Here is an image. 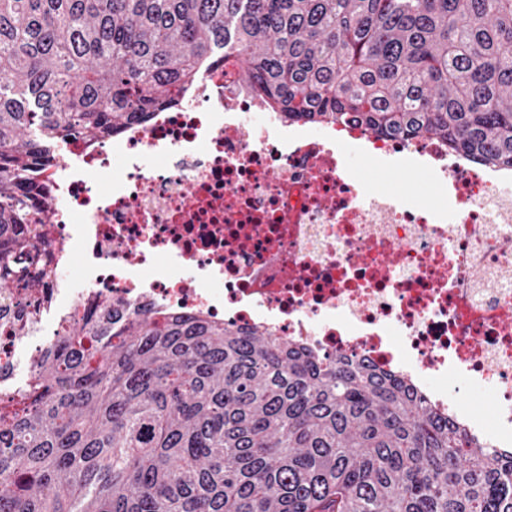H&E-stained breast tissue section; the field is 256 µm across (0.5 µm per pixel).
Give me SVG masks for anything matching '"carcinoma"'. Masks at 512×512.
I'll return each instance as SVG.
<instances>
[{"mask_svg":"<svg viewBox=\"0 0 512 512\" xmlns=\"http://www.w3.org/2000/svg\"><path fill=\"white\" fill-rule=\"evenodd\" d=\"M230 57L288 120L512 168V0H0V335L52 303L54 143ZM0 512H512V454L363 360L106 301L0 397Z\"/></svg>","mask_w":512,"mask_h":512,"instance_id":"carcinoma-1","label":"carcinoma"}]
</instances>
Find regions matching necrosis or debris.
Masks as SVG:
<instances>
[{"instance_id":"necrosis-or-debris-1","label":"necrosis or debris","mask_w":512,"mask_h":512,"mask_svg":"<svg viewBox=\"0 0 512 512\" xmlns=\"http://www.w3.org/2000/svg\"><path fill=\"white\" fill-rule=\"evenodd\" d=\"M353 149L427 174L444 206L358 175ZM43 179L42 246L83 271L73 312L125 300L363 359L512 450V173L431 138L285 120L227 61L148 125L69 139Z\"/></svg>"}]
</instances>
